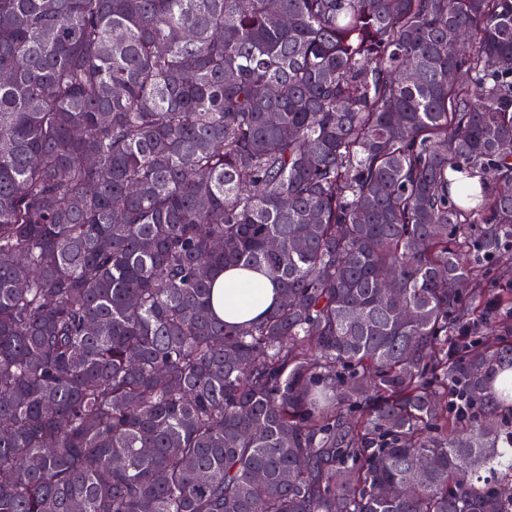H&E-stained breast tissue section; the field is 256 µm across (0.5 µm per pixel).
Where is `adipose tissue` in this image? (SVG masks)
I'll list each match as a JSON object with an SVG mask.
<instances>
[{
    "mask_svg": "<svg viewBox=\"0 0 512 512\" xmlns=\"http://www.w3.org/2000/svg\"><path fill=\"white\" fill-rule=\"evenodd\" d=\"M280 293L263 272L227 269L215 278L213 311L227 321L247 323L263 317Z\"/></svg>",
    "mask_w": 512,
    "mask_h": 512,
    "instance_id": "1",
    "label": "adipose tissue"
}]
</instances>
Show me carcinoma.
<instances>
[{
    "instance_id": "carcinoma-1",
    "label": "carcinoma",
    "mask_w": 512,
    "mask_h": 512,
    "mask_svg": "<svg viewBox=\"0 0 512 512\" xmlns=\"http://www.w3.org/2000/svg\"><path fill=\"white\" fill-rule=\"evenodd\" d=\"M507 253L512 0H0V512H512ZM280 299L263 272L226 269L215 278L213 311L225 321L247 323L263 317Z\"/></svg>"
}]
</instances>
